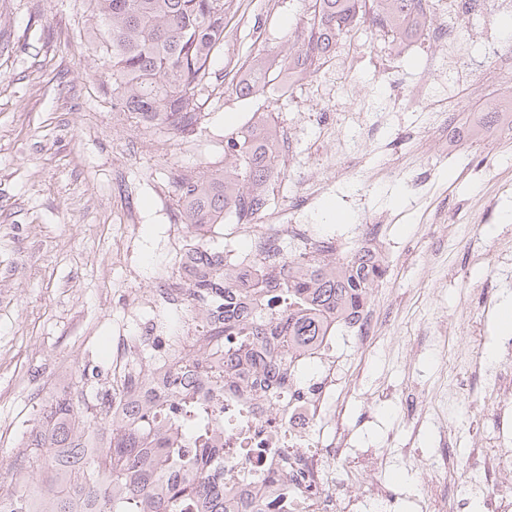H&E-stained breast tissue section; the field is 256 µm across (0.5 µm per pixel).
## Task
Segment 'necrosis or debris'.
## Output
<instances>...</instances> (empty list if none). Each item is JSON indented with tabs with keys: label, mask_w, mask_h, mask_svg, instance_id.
Segmentation results:
<instances>
[{
	"label": "necrosis or debris",
	"mask_w": 512,
	"mask_h": 512,
	"mask_svg": "<svg viewBox=\"0 0 512 512\" xmlns=\"http://www.w3.org/2000/svg\"><path fill=\"white\" fill-rule=\"evenodd\" d=\"M238 232L252 241L251 250L235 261L244 270L260 260L272 272L287 274L291 255H302L313 245L309 229L290 223L284 210L263 212L256 224L240 225ZM223 322L222 309L216 305L204 317L189 321L182 336H166L153 328L144 336L117 337L112 400L104 404L103 415L120 420L132 394L133 355L150 354L152 391L162 396L171 375L192 370L194 349L206 347V374L198 380L196 396L212 414L213 426L207 434L216 453L211 463L224 474L225 492L281 501L285 512H348L350 501L336 494L325 466L327 457L343 456L346 448L345 441L328 432L343 417L336 400L340 363L335 327H328L314 349L283 358L288 378L265 387L255 375L240 376L233 385L225 383V348L210 340ZM452 330L458 347L448 361L449 399L478 382L499 402L490 444L471 451L477 473L488 478L512 472V341L503 345L508 366L484 372L473 327L459 320Z\"/></svg>",
	"instance_id": "4bbe7bcc"
}]
</instances>
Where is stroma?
I'll list each match as a JSON object with an SVG mask.
<instances>
[{
	"instance_id": "35a3bbf8",
	"label": "stroma",
	"mask_w": 512,
	"mask_h": 512,
	"mask_svg": "<svg viewBox=\"0 0 512 512\" xmlns=\"http://www.w3.org/2000/svg\"><path fill=\"white\" fill-rule=\"evenodd\" d=\"M224 52L196 98L202 117L182 135L147 128L112 105V68L96 53L101 38L89 0H0V480L14 463L42 405L74 388L102 399L112 384V339L159 321L178 332L191 319L178 311H137L125 294L165 286L181 259L168 242L178 223L176 181L223 169L228 138L253 112L277 113L289 140L286 179L271 208L292 207L300 179L325 156L354 158L296 221L324 239L365 246L376 223L389 257L369 306L383 323L370 343L341 340L349 448L328 461L337 488L363 494L380 482L397 495L395 512H422L424 489L442 477L443 456L463 494L446 512H472L498 496L501 480L470 489V450L491 428L497 401L463 391L449 403L448 362L419 343L468 310L501 354L498 321L512 302V142L473 137L485 98L512 97L498 81L512 45V12L485 0L473 24L454 0H434L433 23L452 25L469 53L466 66L491 74L483 89L464 78L424 70L441 54L430 32L405 41L354 34L338 42L318 73L282 103L236 92L255 54L287 55L307 33L308 0H240ZM423 84L408 106V87ZM451 109L449 149L422 151L425 128L439 124L435 105ZM234 124H226V115ZM390 161L399 173L381 169ZM350 214L330 222L326 200Z\"/></svg>"
}]
</instances>
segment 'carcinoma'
I'll use <instances>...</instances> for the list:
<instances>
[{"mask_svg":"<svg viewBox=\"0 0 512 512\" xmlns=\"http://www.w3.org/2000/svg\"><path fill=\"white\" fill-rule=\"evenodd\" d=\"M93 17L106 28V53L112 67V99L119 112L154 128L194 132L200 120L195 91L210 75L213 60L224 52L228 18L235 0H91ZM369 21L370 37L399 44L428 27L427 0H310L307 35L291 43L277 62L255 57L237 85L240 96L267 92L293 97L296 83L314 76L336 44ZM277 123L272 113L255 114L227 141L230 167L177 182L181 223L201 232L233 215L250 224L268 208L270 187L285 178L280 165ZM384 261L356 249L330 264L317 258L299 263L296 276L269 278L259 290L272 305L289 299L278 322L254 317L247 291L235 287L224 258L205 248L193 253L196 270L191 288L200 296L224 301V329L245 349L224 355V373L246 365L266 377L277 363L249 354L248 346L286 343L292 351L311 350L325 335L328 319L354 320L370 300ZM193 377L175 378V401L191 410ZM128 422L112 430L105 445L96 442L98 417L72 398L45 406L17 457V477L9 482L12 506L0 512H274L276 505L230 502L224 483L215 482L209 461L216 449L190 426L183 435L201 441L198 448L175 444L177 429L157 422L158 404L130 400ZM41 472L49 488L33 491L26 477Z\"/></svg>","mask_w":512,"mask_h":512,"instance_id":"cac0c4a2","label":"carcinoma"}]
</instances>
